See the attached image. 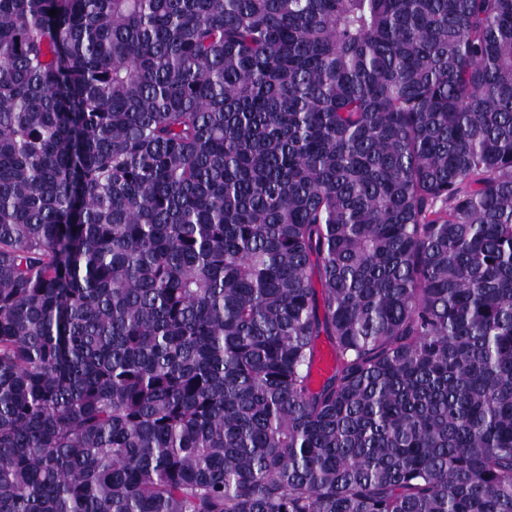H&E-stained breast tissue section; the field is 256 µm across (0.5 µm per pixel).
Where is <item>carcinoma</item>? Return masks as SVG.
Masks as SVG:
<instances>
[{"instance_id":"carcinoma-1","label":"carcinoma","mask_w":512,"mask_h":512,"mask_svg":"<svg viewBox=\"0 0 512 512\" xmlns=\"http://www.w3.org/2000/svg\"><path fill=\"white\" fill-rule=\"evenodd\" d=\"M0 512H512V0H0Z\"/></svg>"}]
</instances>
